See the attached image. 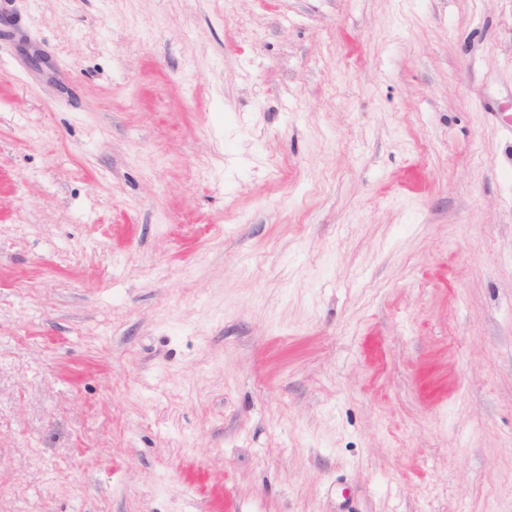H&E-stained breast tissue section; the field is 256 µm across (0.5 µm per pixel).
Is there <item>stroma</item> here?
Here are the masks:
<instances>
[{"label": "stroma", "mask_w": 512, "mask_h": 512, "mask_svg": "<svg viewBox=\"0 0 512 512\" xmlns=\"http://www.w3.org/2000/svg\"><path fill=\"white\" fill-rule=\"evenodd\" d=\"M0 512H512V0H6Z\"/></svg>", "instance_id": "stroma-1"}]
</instances>
